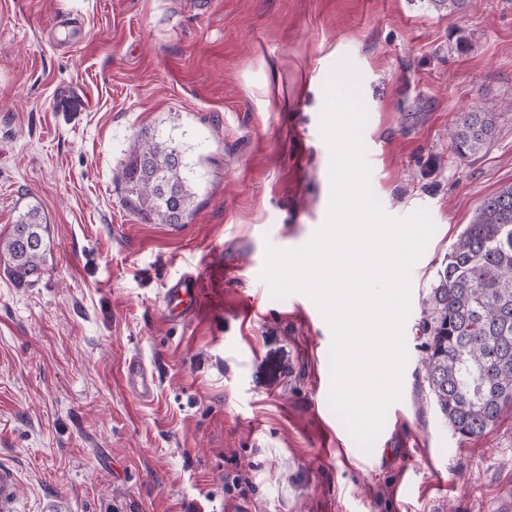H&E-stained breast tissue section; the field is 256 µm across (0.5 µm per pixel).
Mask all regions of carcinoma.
I'll return each mask as SVG.
<instances>
[{"instance_id":"obj_1","label":"carcinoma","mask_w":512,"mask_h":512,"mask_svg":"<svg viewBox=\"0 0 512 512\" xmlns=\"http://www.w3.org/2000/svg\"><path fill=\"white\" fill-rule=\"evenodd\" d=\"M448 14L474 0H431ZM495 132L494 112L457 115L450 146L461 157L478 154ZM136 207L162 224L190 215L192 193L180 150L147 136L123 170ZM49 252L46 225L36 207L18 216L0 253L19 282L41 274ZM428 302L429 336L424 361L429 389L448 426L475 438L512 410V184L484 197L437 269Z\"/></svg>"}]
</instances>
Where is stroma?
<instances>
[{"instance_id":"35a3bbf8","label":"stroma","mask_w":512,"mask_h":512,"mask_svg":"<svg viewBox=\"0 0 512 512\" xmlns=\"http://www.w3.org/2000/svg\"><path fill=\"white\" fill-rule=\"evenodd\" d=\"M345 64L374 195L436 225L411 271L402 398L367 451L328 405L319 310L260 278L267 247L326 217L321 114ZM487 103L493 140L457 157L449 126ZM152 133L186 165L176 226L122 177ZM507 184L512 0H0V238L34 204L50 240L35 281L0 257V464L19 512H512V414L460 439L422 365L436 270ZM189 271L200 307L167 321L165 285ZM135 355L153 402L125 385ZM125 383L131 394L140 401L154 399L158 389V378L154 369L139 356L132 357L125 367Z\"/></svg>"}]
</instances>
